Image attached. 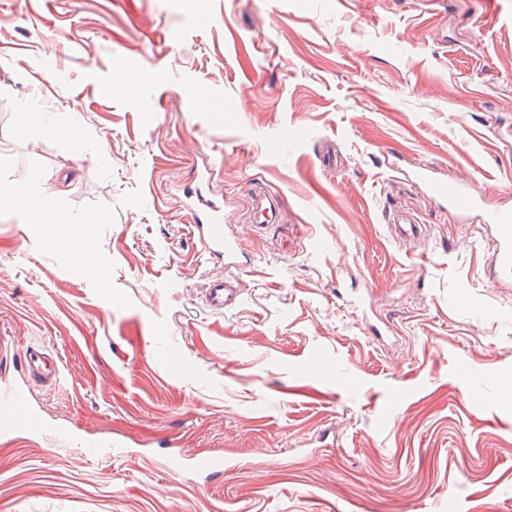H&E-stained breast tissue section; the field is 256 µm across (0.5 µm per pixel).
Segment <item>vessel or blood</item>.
<instances>
[{
	"mask_svg": "<svg viewBox=\"0 0 512 512\" xmlns=\"http://www.w3.org/2000/svg\"><path fill=\"white\" fill-rule=\"evenodd\" d=\"M424 186L427 192L449 207L467 213L476 205L475 197L467 180H428ZM189 209L195 222L194 233L202 250L233 263L238 259L237 241L230 233L224 218V205L214 196L194 191L190 197ZM482 221L491 230L490 277L493 282L502 283L512 279V211L489 210L483 213ZM392 228L396 239L404 244L414 243L423 232V227L409 214L398 211L392 215ZM208 306L216 311L236 304L239 288L235 280L215 277L209 280L205 294ZM28 370L35 377L57 383L61 377L58 363L41 349L34 348L27 357ZM16 433H32L45 439H52L61 445H69L70 437L62 432L45 427L30 401L26 389L19 384L0 385V434L9 436ZM78 447L91 455L108 454L112 449L123 448L119 439H81L75 441Z\"/></svg>",
	"mask_w": 512,
	"mask_h": 512,
	"instance_id": "vessel-or-blood-1",
	"label": "vessel or blood"
}]
</instances>
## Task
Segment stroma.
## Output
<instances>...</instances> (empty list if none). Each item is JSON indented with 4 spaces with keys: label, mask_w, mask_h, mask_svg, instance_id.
Segmentation results:
<instances>
[{
    "label": "stroma",
    "mask_w": 512,
    "mask_h": 512,
    "mask_svg": "<svg viewBox=\"0 0 512 512\" xmlns=\"http://www.w3.org/2000/svg\"><path fill=\"white\" fill-rule=\"evenodd\" d=\"M206 164L229 269L191 233ZM33 182L85 230L51 248L0 207V379L128 448L0 437V512H512V282L481 227L512 210V0H0V185ZM34 347L62 383L23 371ZM426 191L441 202H448L459 212L468 213L475 208L476 201L470 183L465 179L425 180ZM391 226L396 239L402 244H411L419 239L423 232V227L418 224L409 214L398 211L393 213ZM205 298L211 309L224 311V308L236 304L239 300L237 281L224 277L212 278L207 284Z\"/></svg>",
    "instance_id": "stroma-1"
}]
</instances>
